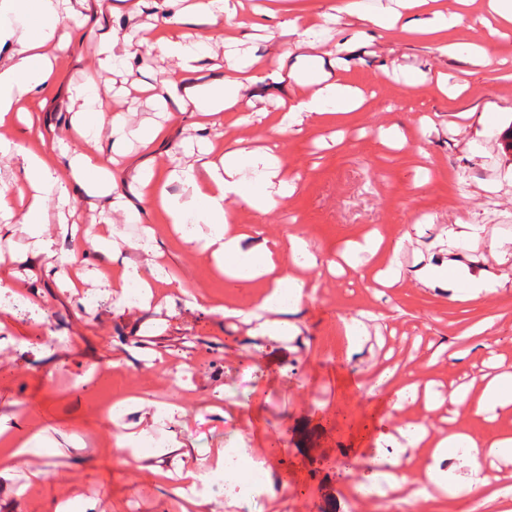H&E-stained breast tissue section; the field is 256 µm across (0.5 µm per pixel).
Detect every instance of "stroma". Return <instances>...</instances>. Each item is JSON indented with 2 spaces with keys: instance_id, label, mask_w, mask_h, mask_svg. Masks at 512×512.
I'll list each match as a JSON object with an SVG mask.
<instances>
[{
  "instance_id": "obj_1",
  "label": "stroma",
  "mask_w": 512,
  "mask_h": 512,
  "mask_svg": "<svg viewBox=\"0 0 512 512\" xmlns=\"http://www.w3.org/2000/svg\"><path fill=\"white\" fill-rule=\"evenodd\" d=\"M100 31H73L69 49L59 52L55 77L33 101L40 119L33 125L0 127V136L42 150L60 137L72 107L71 88L88 77ZM324 49L335 50L347 77L365 92V106L341 125L306 124L271 141L258 127H224L216 147L245 137L253 146L277 143L296 192L266 214L242 211V223L264 236L287 239L301 232L319 258L329 259L349 239L378 228L397 240L414 212L425 228L396 258L402 281L375 287L370 269L341 276H310L317 289L297 316L299 332L269 339L245 321L257 298L254 287H229L205 256L189 251L161 211L143 224H120L130 242L151 227L169 256L171 274L187 281L190 295L160 284L150 310L135 301L108 297L96 280L72 294L63 282L44 276L46 264L73 273L67 261L73 244L54 221L51 258L27 262L32 248L21 225L0 235V251L16 256L0 264V460L19 438H32L23 463L0 475V512H387L394 492L369 499L355 490L371 477L370 457L379 422L394 426L425 417L431 432L456 428L474 436L512 434V412L488 419L465 409L426 410L423 399L389 413L365 386L367 375L391 365L405 383L434 390L470 383L486 373L512 371V150L504 138L512 127V78L495 67H466L434 47L367 28L348 16L328 25ZM414 68L466 75L468 91L444 95L435 83L408 88L391 72ZM206 79L188 74L171 104L173 139L195 137L197 114L188 86ZM124 77L103 73L96 86L107 113L128 112L133 121H162L146 96L125 92ZM429 117L427 137L402 148L380 142L378 127H413ZM482 225L479 237L448 243L457 221ZM452 259L463 273L496 276L497 293L454 300L424 287L414 277L427 259ZM25 306H17L16 295ZM233 316H225V309ZM357 318L365 333L358 352L348 353L344 319ZM491 330L470 335L473 326ZM492 346L495 360L484 348ZM165 399L184 415L159 419L150 434L137 408L108 420L103 403L114 396ZM142 440L144 449L173 441L195 451L209 466L224 449L246 445L262 450L277 435L281 451L270 461L272 485L250 501L228 493H205L196 508L177 497L185 463L169 456L142 468L118 453L116 435Z\"/></svg>"
}]
</instances>
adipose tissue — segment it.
Instances as JSON below:
<instances>
[{"mask_svg":"<svg viewBox=\"0 0 512 512\" xmlns=\"http://www.w3.org/2000/svg\"><path fill=\"white\" fill-rule=\"evenodd\" d=\"M86 0H0V45L8 43L11 53L0 59V126L11 124L21 105L34 97L52 78L54 52L68 48L69 31L60 27L61 17L81 20ZM392 8L366 11L357 0H349L344 11L356 21L384 31H402L431 40L441 53H453L476 67H490L498 60L495 31L492 27L476 29L470 41L452 42L448 35L463 20L460 11H451L440 0H395ZM169 14L167 23L174 27L172 35L146 45L147 52L176 59L179 69L161 78L151 87L152 98L161 110H168L169 97L181 72L197 70L202 60H209L213 73L210 81L191 93L200 118L198 134L181 142L180 155H170L160 162L135 166L134 179L140 193L137 202H130L117 193L111 180V165L124 155L129 141H136L141 153L154 154L158 145L168 140L170 126L162 123L136 125L128 115L105 114L95 84L75 85L71 100L75 109L58 140L57 148L32 152L13 142L0 139V156H20V171L34 190L25 208H18L7 184L0 180V221L23 225L34 240V254L50 253L53 241L45 236L49 216L44 206L48 196H57L67 213L61 223L76 215V189L94 191L104 198L96 233L77 239L69 254V263L90 270L109 294L126 296L137 289L140 308H148L153 290L160 279L162 256L159 246L138 247L119 237L112 223L113 215H121L128 224L142 223L152 209L164 212L168 223L201 225V232L187 238L188 248L205 255L211 265L223 273L234 286L261 285L257 308L278 313V320L263 322L257 335L272 339L286 335L294 325L289 319L300 304L311 295L305 267L316 265L317 258L303 234L279 241L249 231L239 222L240 209L265 214L276 209L296 190L295 179L284 173L283 159L269 150H249L239 143L225 145L216 151L210 134L224 125L243 126L259 121L264 130L275 137L291 133L295 126L310 120L325 122L336 113L358 110L364 99L361 91L336 71L333 52L322 50L314 39V26L303 14H289L281 0H269L264 15L281 20L293 37L292 44L280 46L273 60L263 63L248 53L245 39L247 21L236 20V7L231 0H163ZM229 18L224 31L223 57H207L200 43L182 33L184 25L204 19L217 23ZM294 81L289 105L283 112H266L259 117L241 113L242 92L266 80ZM67 178H60V171ZM421 224H413L396 241H386L376 230L360 239L346 242L341 258L354 269L367 264L378 265L376 281L385 288L399 282L401 273L394 268L392 257L415 233ZM295 259L296 265L282 271L284 256ZM111 258L117 270L115 277L105 276L93 262L99 257ZM416 277L425 286L441 287L452 294L477 299L495 292L497 283L490 278L461 277L452 262L428 263L419 268ZM437 404L468 407L479 416L512 409V375L499 374L481 382L476 389L453 388L434 396ZM377 443L395 447L392 457H381L377 464L376 482L360 484L358 493L366 498L379 495L381 482H395V467L402 454L428 449L431 463L425 470L430 499L457 498L472 488L483 489L488 503L496 512H512V500L494 489L484 476L482 464L491 461L512 465V436L503 434L477 438L449 431L447 436L431 434L425 420L406 419L396 428H381ZM467 448L464 473L449 466L448 451Z\"/></svg>","mask_w":512,"mask_h":512,"instance_id":"adipose-tissue-1","label":"adipose tissue"}]
</instances>
